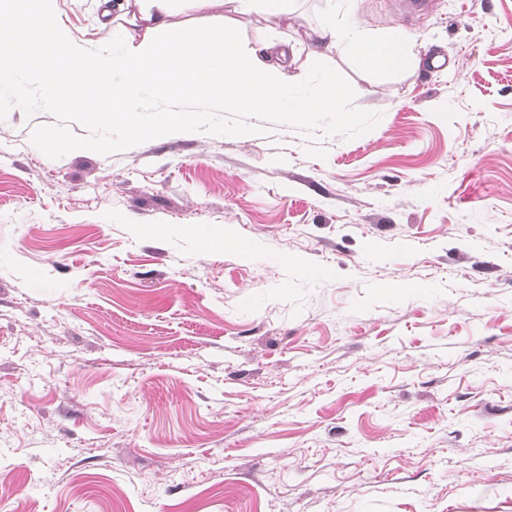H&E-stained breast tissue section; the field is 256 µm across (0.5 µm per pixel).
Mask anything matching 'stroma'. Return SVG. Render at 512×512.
Masks as SVG:
<instances>
[{"label": "stroma", "mask_w": 512, "mask_h": 512, "mask_svg": "<svg viewBox=\"0 0 512 512\" xmlns=\"http://www.w3.org/2000/svg\"><path fill=\"white\" fill-rule=\"evenodd\" d=\"M327 7L224 14L299 93ZM348 20L417 57L326 52L361 128L205 107L143 140L0 100V512H512V0ZM224 224L248 252L199 250Z\"/></svg>", "instance_id": "stroma-1"}]
</instances>
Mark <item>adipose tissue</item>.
Here are the masks:
<instances>
[{
    "label": "adipose tissue",
    "mask_w": 512,
    "mask_h": 512,
    "mask_svg": "<svg viewBox=\"0 0 512 512\" xmlns=\"http://www.w3.org/2000/svg\"><path fill=\"white\" fill-rule=\"evenodd\" d=\"M180 1L206 12L207 21L174 38L170 17ZM134 4L146 23L142 39L95 51L90 39L56 17L53 0H0V97L24 107L19 87L24 80L36 86L51 111H101L136 135L157 139L196 129L199 103L218 110L283 112L299 120L313 112H332L337 120L350 122L353 114L342 109L348 89L334 71L323 68L325 49L344 50L368 74L402 70L411 63L400 35L368 38L356 25H341L331 9L314 31L317 45L309 60L321 77L310 91L294 94L284 71L287 44L278 45L272 62L245 54L235 27L221 12L224 0ZM171 99L179 101V108L162 111L156 124H138L136 115L145 103Z\"/></svg>",
    "instance_id": "1"
}]
</instances>
